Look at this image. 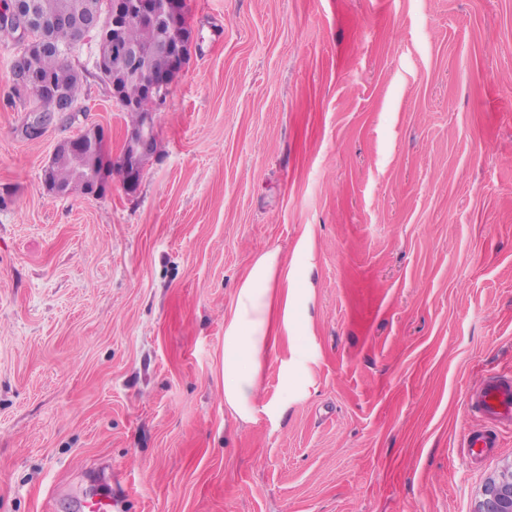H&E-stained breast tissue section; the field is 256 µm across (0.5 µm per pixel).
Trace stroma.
<instances>
[{"instance_id":"stroma-1","label":"stroma","mask_w":512,"mask_h":512,"mask_svg":"<svg viewBox=\"0 0 512 512\" xmlns=\"http://www.w3.org/2000/svg\"><path fill=\"white\" fill-rule=\"evenodd\" d=\"M189 59L138 190L53 197L55 147L127 118L69 61L79 113L36 139L0 30V512H474L462 464L512 370V0H186ZM294 270L256 402L224 407V317L257 254ZM469 406L495 422H512V374L498 375L478 383L470 394Z\"/></svg>"}]
</instances>
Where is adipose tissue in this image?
Returning <instances> with one entry per match:
<instances>
[{
    "label": "adipose tissue",
    "instance_id": "ef3b65f1",
    "mask_svg": "<svg viewBox=\"0 0 512 512\" xmlns=\"http://www.w3.org/2000/svg\"><path fill=\"white\" fill-rule=\"evenodd\" d=\"M293 273L277 251L258 254L224 319V405L254 420L255 397L267 351L287 330L293 309Z\"/></svg>",
    "mask_w": 512,
    "mask_h": 512
}]
</instances>
